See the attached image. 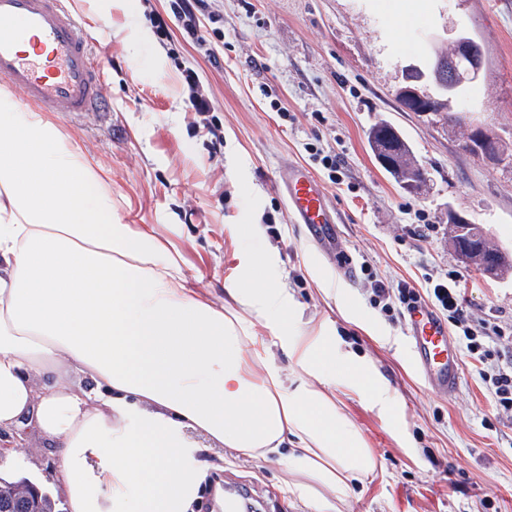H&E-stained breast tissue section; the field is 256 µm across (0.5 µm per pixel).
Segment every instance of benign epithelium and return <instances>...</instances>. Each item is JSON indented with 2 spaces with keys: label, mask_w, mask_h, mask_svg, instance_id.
<instances>
[{
  "label": "benign epithelium",
  "mask_w": 512,
  "mask_h": 512,
  "mask_svg": "<svg viewBox=\"0 0 512 512\" xmlns=\"http://www.w3.org/2000/svg\"><path fill=\"white\" fill-rule=\"evenodd\" d=\"M486 63L483 45L475 39L462 34L455 40L434 50L428 72L417 68L406 71L404 82L398 88L402 107L407 112L428 115L441 112L448 106V99L466 82L478 78ZM430 78L439 90V95H427L420 91L418 83ZM461 146L468 152L496 155L486 132L479 128L467 131ZM455 249L459 258L466 264H479L481 269H491L503 260L504 254L486 251L475 243V239L456 241Z\"/></svg>",
  "instance_id": "1"
}]
</instances>
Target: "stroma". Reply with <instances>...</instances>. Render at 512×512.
Segmentation results:
<instances>
[{"mask_svg":"<svg viewBox=\"0 0 512 512\" xmlns=\"http://www.w3.org/2000/svg\"><path fill=\"white\" fill-rule=\"evenodd\" d=\"M201 44L185 39L171 0H68L100 41L101 112L62 116L59 126L112 179L116 218L150 224L171 238L191 284L215 304L249 249L239 227H264L260 249L274 261L305 326L336 339L341 354L365 359L392 410L367 392L336 396L377 457L376 476L354 489L345 512H483L489 497L512 512V422H500L470 357L449 398L430 390L406 344L404 321L369 301L366 275L336 277V255L293 223L275 185L281 164L306 167L342 217L339 249L380 278L425 290L458 271L476 319L512 321V276L491 279L461 262L448 243V211L463 212L512 253V0H208ZM167 28L157 32L153 20ZM467 33L487 63L450 103L451 124L406 112L396 92L408 67H425L431 44ZM190 69L213 104L193 109L182 76ZM398 128L428 169L414 192L374 158L367 132ZM218 127L210 135L208 127ZM491 131L509 153L492 163L460 147L464 129ZM337 156L336 173L323 155ZM424 213L418 222L416 213ZM215 481L232 478L261 512H304L283 493L276 461L211 447ZM58 451L28 426L0 476L53 478Z\"/></svg>","mask_w":512,"mask_h":512,"instance_id":"stroma-1","label":"stroma"}]
</instances>
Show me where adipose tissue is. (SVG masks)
I'll return each instance as SVG.
<instances>
[{"instance_id":"adipose-tissue-1","label":"adipose tissue","mask_w":512,"mask_h":512,"mask_svg":"<svg viewBox=\"0 0 512 512\" xmlns=\"http://www.w3.org/2000/svg\"><path fill=\"white\" fill-rule=\"evenodd\" d=\"M110 182L0 88V429L31 415L57 443L70 512H194L203 439L275 459L307 512H340L377 459L336 385L383 408L392 392L309 333L266 261L225 280L223 305L190 288L168 238L115 221Z\"/></svg>"}]
</instances>
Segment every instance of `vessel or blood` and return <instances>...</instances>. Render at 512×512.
<instances>
[{"instance_id":"1","label":"vessel or blood","mask_w":512,"mask_h":512,"mask_svg":"<svg viewBox=\"0 0 512 512\" xmlns=\"http://www.w3.org/2000/svg\"><path fill=\"white\" fill-rule=\"evenodd\" d=\"M0 80L18 91L25 105L59 116L93 111L103 96L104 72L66 0H0ZM276 184L295 222L316 241L334 244L338 210L313 174L284 164ZM405 327L414 367L425 384L453 395L462 360L445 319L422 301L406 314Z\"/></svg>"}]
</instances>
